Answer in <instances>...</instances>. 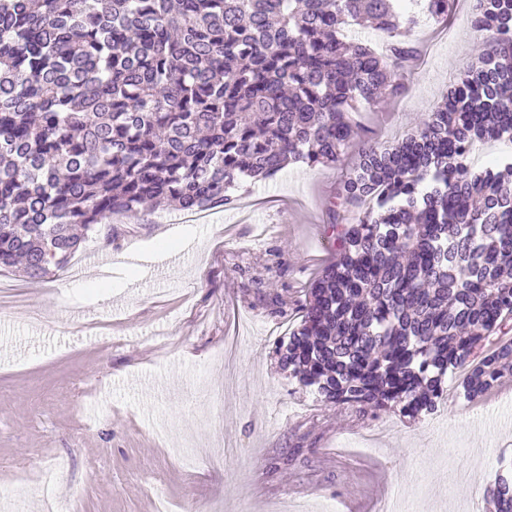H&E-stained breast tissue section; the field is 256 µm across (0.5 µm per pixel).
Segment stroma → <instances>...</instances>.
I'll use <instances>...</instances> for the list:
<instances>
[{"label":"stroma","instance_id":"1","mask_svg":"<svg viewBox=\"0 0 512 512\" xmlns=\"http://www.w3.org/2000/svg\"><path fill=\"white\" fill-rule=\"evenodd\" d=\"M472 9L455 0L442 26L414 5L429 65L353 115L380 145L413 133L486 51ZM356 162L352 148L334 166L244 180L204 224L172 208L115 215L71 261L111 248L98 283L89 269L1 272L0 512H42L48 474L70 512H269L286 497L380 512L393 489L412 512H491L486 476L512 460V381L469 401L453 377L435 411L410 418L325 404L280 366L277 342L338 257L332 203Z\"/></svg>","mask_w":512,"mask_h":512}]
</instances>
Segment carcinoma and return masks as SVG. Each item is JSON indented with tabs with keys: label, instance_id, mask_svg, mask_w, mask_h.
<instances>
[{
	"label": "carcinoma",
	"instance_id": "obj_1",
	"mask_svg": "<svg viewBox=\"0 0 512 512\" xmlns=\"http://www.w3.org/2000/svg\"><path fill=\"white\" fill-rule=\"evenodd\" d=\"M402 0H0V270H64L116 213L229 207L242 178L359 163L336 197L341 252L279 341L323 402L434 410L512 377V0H476L493 43L392 148L352 120L397 94L416 48ZM452 0H423L448 16ZM386 33L379 51L359 35ZM490 345L471 358L478 344ZM512 512V467L487 488Z\"/></svg>",
	"mask_w": 512,
	"mask_h": 512
}]
</instances>
